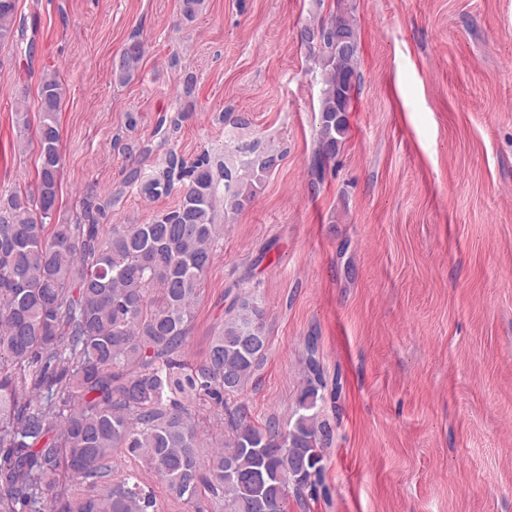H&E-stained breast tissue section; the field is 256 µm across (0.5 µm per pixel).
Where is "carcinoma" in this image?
<instances>
[{"label":"carcinoma","mask_w":512,"mask_h":512,"mask_svg":"<svg viewBox=\"0 0 512 512\" xmlns=\"http://www.w3.org/2000/svg\"><path fill=\"white\" fill-rule=\"evenodd\" d=\"M322 91L313 170L324 178L349 133L360 54L357 24L336 0L330 18L305 28ZM23 65L18 0H0V47ZM133 37L114 60L125 84L144 56ZM64 86L54 71L38 90L35 188L0 195V512H157L135 473L113 478L119 458L146 465L169 493L224 512H288L327 494L325 449L333 429L319 410L326 383L308 338L307 372L296 418L254 422L242 391L258 377L270 348L265 311L236 292L203 361L182 360L194 305L224 219L244 210L283 154L252 138L216 165L204 151L187 160L173 150L147 175L132 167L107 200L89 192L72 222L50 225L59 207ZM182 113L162 115L164 139ZM151 201L179 195L148 224H109L124 188ZM224 408V439L205 449L196 408Z\"/></svg>","instance_id":"1"}]
</instances>
